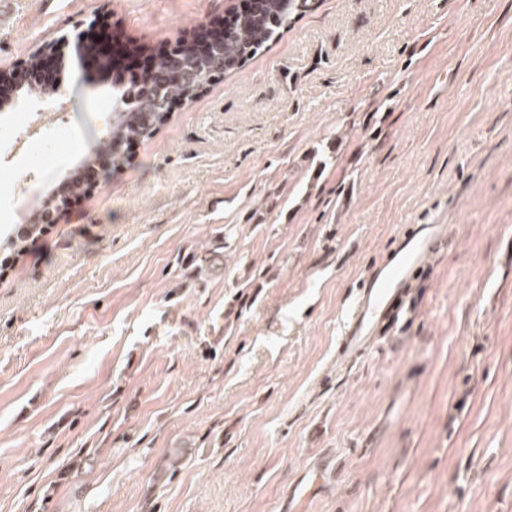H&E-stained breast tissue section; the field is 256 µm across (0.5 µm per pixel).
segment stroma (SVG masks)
Segmentation results:
<instances>
[{"instance_id": "1", "label": "stroma", "mask_w": 512, "mask_h": 512, "mask_svg": "<svg viewBox=\"0 0 512 512\" xmlns=\"http://www.w3.org/2000/svg\"><path fill=\"white\" fill-rule=\"evenodd\" d=\"M228 3L0 0V70L99 18L153 48ZM76 58L52 121H21L43 94L0 109V230L112 125ZM408 224L448 247L337 369L350 290ZM8 255L0 512H512V0H312Z\"/></svg>"}]
</instances>
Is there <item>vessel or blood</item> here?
Segmentation results:
<instances>
[{"label":"vessel or blood","instance_id":"1","mask_svg":"<svg viewBox=\"0 0 512 512\" xmlns=\"http://www.w3.org/2000/svg\"><path fill=\"white\" fill-rule=\"evenodd\" d=\"M447 244L440 224H416L405 228L388 254L371 264L353 290L344 331L336 347L340 364L356 361L376 344L383 326L401 312L412 281L425 259Z\"/></svg>","mask_w":512,"mask_h":512}]
</instances>
